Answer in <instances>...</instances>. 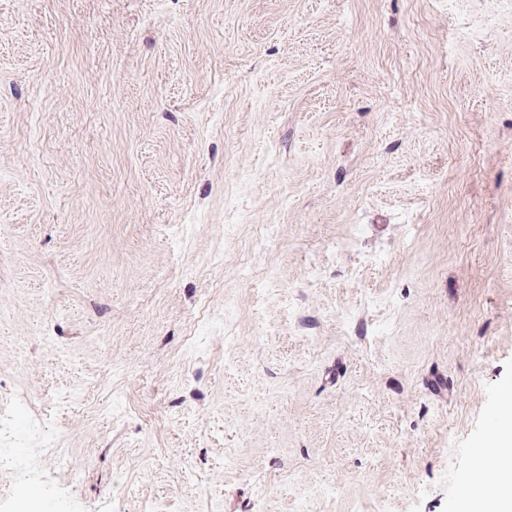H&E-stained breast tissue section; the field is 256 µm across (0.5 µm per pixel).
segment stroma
I'll return each mask as SVG.
<instances>
[{
  "label": "stroma",
  "mask_w": 512,
  "mask_h": 512,
  "mask_svg": "<svg viewBox=\"0 0 512 512\" xmlns=\"http://www.w3.org/2000/svg\"><path fill=\"white\" fill-rule=\"evenodd\" d=\"M510 73L504 0H0V512H460Z\"/></svg>",
  "instance_id": "stroma-1"
}]
</instances>
